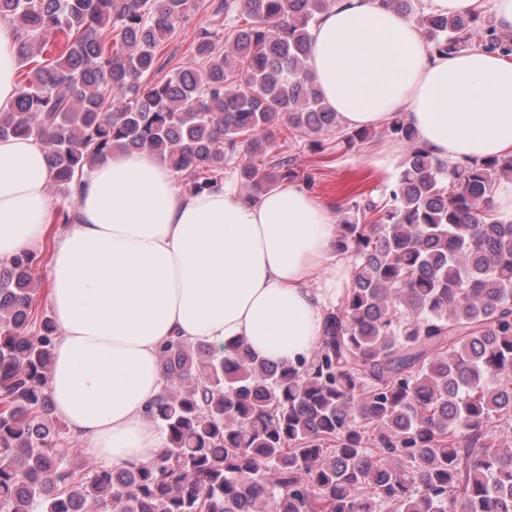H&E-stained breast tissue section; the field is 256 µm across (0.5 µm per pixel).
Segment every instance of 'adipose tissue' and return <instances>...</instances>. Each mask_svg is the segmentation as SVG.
I'll use <instances>...</instances> for the list:
<instances>
[{
    "instance_id": "1",
    "label": "adipose tissue",
    "mask_w": 512,
    "mask_h": 512,
    "mask_svg": "<svg viewBox=\"0 0 512 512\" xmlns=\"http://www.w3.org/2000/svg\"><path fill=\"white\" fill-rule=\"evenodd\" d=\"M16 41L0 23V112L18 93ZM309 65L343 126L398 113L451 162L512 153V59L432 53L414 18L378 0H336L312 31ZM50 182L41 144L0 139V261L42 241ZM337 230L303 187L251 203L232 173L194 192L149 153L100 160L48 269L57 416L112 468L155 460L166 434L147 409L164 383L161 348L179 338L220 352L241 342L278 365L310 356L345 277Z\"/></svg>"
}]
</instances>
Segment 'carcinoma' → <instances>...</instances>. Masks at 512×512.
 <instances>
[{
	"mask_svg": "<svg viewBox=\"0 0 512 512\" xmlns=\"http://www.w3.org/2000/svg\"><path fill=\"white\" fill-rule=\"evenodd\" d=\"M416 15L433 53L478 45L512 58V36L480 13L441 15L421 0H380ZM335 0H224L247 16L204 30L193 61L154 80L157 52L196 0H0L18 61L63 37L25 74L0 138L44 145L51 185L74 200L86 167L147 151L185 189L224 179L256 200L298 176L290 146L344 129L309 64L312 30ZM405 147L378 197L343 210L338 250L351 284L323 339L295 365L234 346L177 340L149 410L167 432L153 462L114 471L56 447L48 375L55 324L32 321L38 255L0 262V512H512V220L495 189L512 156L448 165L399 114Z\"/></svg>",
	"mask_w": 512,
	"mask_h": 512,
	"instance_id": "obj_1",
	"label": "carcinoma"
}]
</instances>
